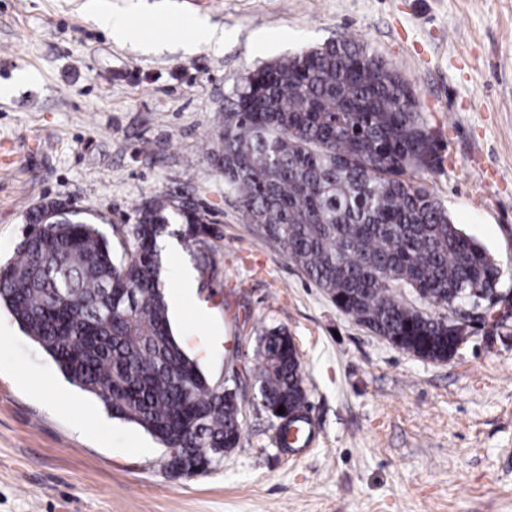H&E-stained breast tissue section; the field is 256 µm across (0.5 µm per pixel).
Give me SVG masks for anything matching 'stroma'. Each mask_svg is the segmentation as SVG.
I'll list each match as a JSON object with an SVG mask.
<instances>
[{"label":"stroma","instance_id":"obj_1","mask_svg":"<svg viewBox=\"0 0 512 512\" xmlns=\"http://www.w3.org/2000/svg\"><path fill=\"white\" fill-rule=\"evenodd\" d=\"M197 18L223 44L189 48ZM343 36L412 87L441 159L420 178L512 292V0H0V86H17L0 98V261L46 197L115 243L145 202L194 199L216 230L213 269L172 329L242 412L236 448L170 479L165 448L1 310L0 512H512V325L474 331L445 361L402 351L248 223L208 159L243 77ZM271 327L305 367L315 440L302 451L280 447L249 373Z\"/></svg>","mask_w":512,"mask_h":512}]
</instances>
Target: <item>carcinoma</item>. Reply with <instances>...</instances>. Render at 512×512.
Masks as SVG:
<instances>
[{"instance_id": "cac0c4a2", "label": "carcinoma", "mask_w": 512, "mask_h": 512, "mask_svg": "<svg viewBox=\"0 0 512 512\" xmlns=\"http://www.w3.org/2000/svg\"><path fill=\"white\" fill-rule=\"evenodd\" d=\"M415 109L402 76L343 37L248 73L209 159L246 219L340 311L405 352L444 360L465 340L454 315L485 301L500 267L416 177L439 157ZM49 209L59 214L44 224ZM76 214L59 199L28 210L17 258L0 264V307L113 418L178 449L165 467L191 477L238 445L242 421L236 394L173 335L159 242L196 247L205 275L214 230L163 195L141 206L118 254ZM174 214L184 227L170 228ZM399 282L448 314L407 303ZM259 355L251 373L264 406L284 407V425L303 418L304 369L288 331L266 330Z\"/></svg>"}]
</instances>
